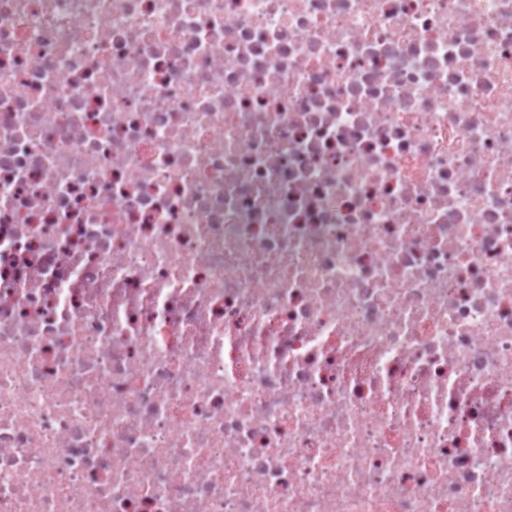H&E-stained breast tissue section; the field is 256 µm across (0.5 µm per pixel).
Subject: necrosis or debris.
Segmentation results:
<instances>
[{"mask_svg":"<svg viewBox=\"0 0 512 512\" xmlns=\"http://www.w3.org/2000/svg\"><path fill=\"white\" fill-rule=\"evenodd\" d=\"M0 512H512V0H0Z\"/></svg>","mask_w":512,"mask_h":512,"instance_id":"necrosis-or-debris-1","label":"necrosis or debris"}]
</instances>
